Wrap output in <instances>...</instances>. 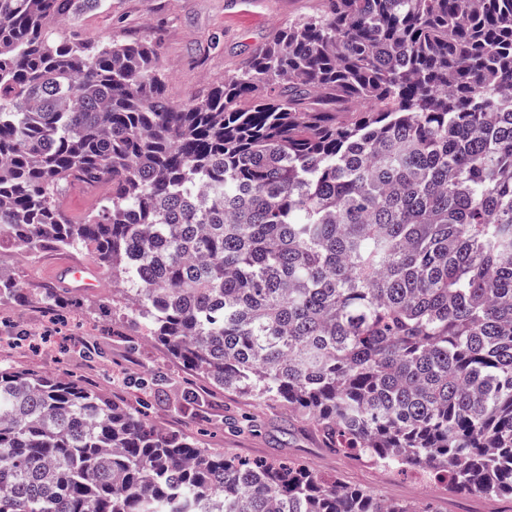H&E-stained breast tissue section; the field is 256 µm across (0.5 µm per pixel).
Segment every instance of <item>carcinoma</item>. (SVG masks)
<instances>
[{
	"mask_svg": "<svg viewBox=\"0 0 512 512\" xmlns=\"http://www.w3.org/2000/svg\"><path fill=\"white\" fill-rule=\"evenodd\" d=\"M95 3L0 0V243L87 251L338 454L512 496V0H326L183 104L156 45L52 33ZM74 183L110 185L80 223ZM0 512L421 510L0 367Z\"/></svg>",
	"mask_w": 512,
	"mask_h": 512,
	"instance_id": "carcinoma-1",
	"label": "carcinoma"
}]
</instances>
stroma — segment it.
Masks as SVG:
<instances>
[{"label":"stroma","mask_w":512,"mask_h":512,"mask_svg":"<svg viewBox=\"0 0 512 512\" xmlns=\"http://www.w3.org/2000/svg\"><path fill=\"white\" fill-rule=\"evenodd\" d=\"M66 31L90 41L147 39L158 46L172 101L206 94L241 69L289 21L312 16L324 0H102ZM65 254L31 256L0 244V273L14 276L22 295L0 306V366L50 376L70 375L96 387L149 423L249 460L300 463L382 498L430 505L434 512H512V497L483 499L415 476L371 466L330 451L312 423L283 408L225 391L185 368L133 324L112 321V281L81 292L75 309L42 299L49 267Z\"/></svg>","instance_id":"stroma-1"}]
</instances>
